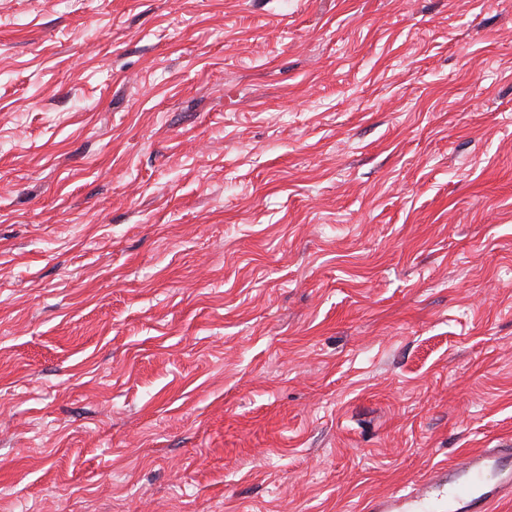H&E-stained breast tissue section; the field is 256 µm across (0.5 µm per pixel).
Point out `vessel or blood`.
Returning a JSON list of instances; mask_svg holds the SVG:
<instances>
[{"instance_id": "obj_1", "label": "vessel or blood", "mask_w": 512, "mask_h": 512, "mask_svg": "<svg viewBox=\"0 0 512 512\" xmlns=\"http://www.w3.org/2000/svg\"><path fill=\"white\" fill-rule=\"evenodd\" d=\"M512 497V448L474 449L421 486L371 499L368 512H491Z\"/></svg>"}]
</instances>
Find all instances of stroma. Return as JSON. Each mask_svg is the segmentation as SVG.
Here are the masks:
<instances>
[{
    "label": "stroma",
    "mask_w": 512,
    "mask_h": 512,
    "mask_svg": "<svg viewBox=\"0 0 512 512\" xmlns=\"http://www.w3.org/2000/svg\"><path fill=\"white\" fill-rule=\"evenodd\" d=\"M510 445L512 0H0V512Z\"/></svg>",
    "instance_id": "obj_1"
}]
</instances>
